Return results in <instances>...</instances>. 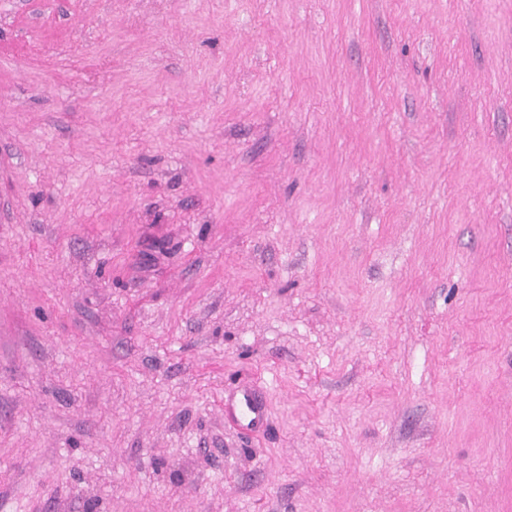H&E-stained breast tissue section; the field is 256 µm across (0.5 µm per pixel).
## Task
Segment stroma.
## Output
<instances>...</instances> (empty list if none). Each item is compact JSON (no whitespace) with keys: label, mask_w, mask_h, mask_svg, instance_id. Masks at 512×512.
<instances>
[{"label":"stroma","mask_w":512,"mask_h":512,"mask_svg":"<svg viewBox=\"0 0 512 512\" xmlns=\"http://www.w3.org/2000/svg\"><path fill=\"white\" fill-rule=\"evenodd\" d=\"M0 512H512V0H0ZM224 417L254 434L263 433L268 424L266 404L247 383L238 386L235 400L224 401Z\"/></svg>","instance_id":"1"}]
</instances>
